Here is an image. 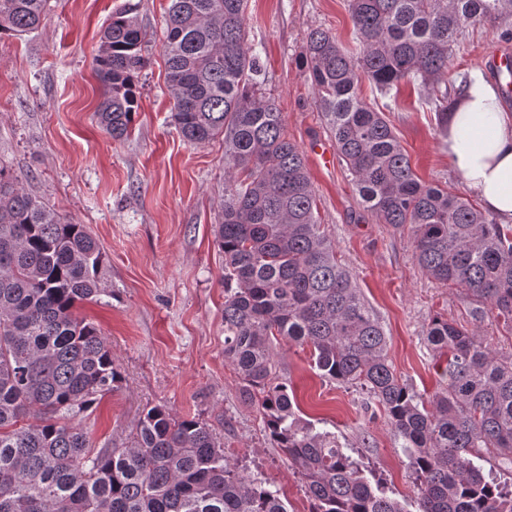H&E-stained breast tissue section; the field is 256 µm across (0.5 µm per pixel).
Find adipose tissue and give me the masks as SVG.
<instances>
[{"label": "adipose tissue", "mask_w": 512, "mask_h": 512, "mask_svg": "<svg viewBox=\"0 0 512 512\" xmlns=\"http://www.w3.org/2000/svg\"><path fill=\"white\" fill-rule=\"evenodd\" d=\"M444 148L452 168L503 223L512 222V113L501 108L497 88L473 72L454 112Z\"/></svg>", "instance_id": "1"}]
</instances>
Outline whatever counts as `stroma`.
<instances>
[{"instance_id": "35a3bbf8", "label": "stroma", "mask_w": 512, "mask_h": 512, "mask_svg": "<svg viewBox=\"0 0 512 512\" xmlns=\"http://www.w3.org/2000/svg\"><path fill=\"white\" fill-rule=\"evenodd\" d=\"M349 0H247L246 32L260 53L263 89L302 151L320 222L388 340L401 379L430 398L444 363L424 340L442 316L473 330L497 358H512V329L494 314L472 316L465 293L434 281L416 263L409 231L378 223L365 210L342 164L324 166L313 143L335 147L300 55L307 33L330 31L346 50L356 40ZM169 0H50L42 26L0 37V163L20 186L65 220L86 225L104 248L108 293L78 305L97 324L121 380L80 422L96 446L128 442L143 409L161 406L215 430L224 460L240 474L268 480L288 512H309L302 480L265 431L258 400L224 358V256L215 226L224 199V142L192 146L171 119L165 83ZM131 10L147 32V67L136 84L139 109L127 138L112 139L94 116L102 87L93 70L101 32ZM493 23L467 27L451 60L454 84L483 69L502 47ZM362 95L390 121L416 175L466 193L443 148V128L416 85L381 97ZM276 374L288 380L304 419L335 435L343 450L413 512L415 488L403 441L385 412L359 388L319 376L308 349L273 344Z\"/></svg>"}]
</instances>
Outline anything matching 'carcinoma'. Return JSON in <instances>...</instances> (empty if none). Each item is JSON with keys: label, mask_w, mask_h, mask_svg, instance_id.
<instances>
[{"label": "carcinoma", "mask_w": 512, "mask_h": 512, "mask_svg": "<svg viewBox=\"0 0 512 512\" xmlns=\"http://www.w3.org/2000/svg\"><path fill=\"white\" fill-rule=\"evenodd\" d=\"M247 0H170L164 52L171 117L183 140L224 138L227 170L215 241L224 254V358L243 393L261 395L265 428L301 474L310 512H407L329 432L295 411L279 380L276 338L310 348L320 376L367 391L408 451L417 512H512V491L485 476L484 450L512 464V358L440 316L426 340L445 359L429 400L388 360L387 340L321 229L303 153L262 92L246 39ZM357 48L313 30L302 64L339 157L381 224L408 228L414 257L444 286L512 326V225L415 176L389 122L361 96L403 81L448 122L456 102L436 87L463 25L512 20V0H349ZM48 0H0V35H23ZM146 34L121 12L94 58L100 127L120 140L138 110ZM104 250L0 165V512H288L280 491L231 470L214 430L162 407L143 410L127 445L96 448L72 421L96 409L119 374L101 331L76 304L106 293Z\"/></svg>", "instance_id": "1"}]
</instances>
